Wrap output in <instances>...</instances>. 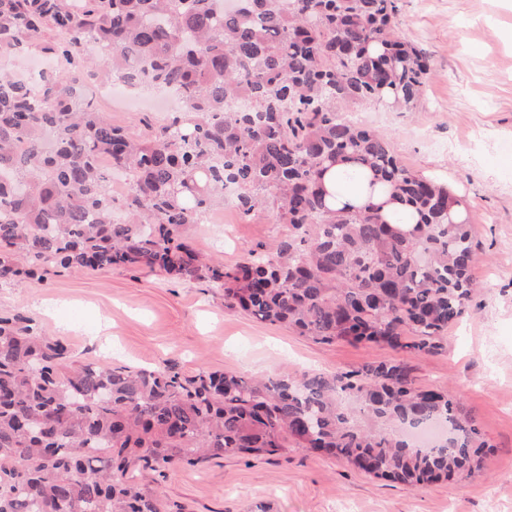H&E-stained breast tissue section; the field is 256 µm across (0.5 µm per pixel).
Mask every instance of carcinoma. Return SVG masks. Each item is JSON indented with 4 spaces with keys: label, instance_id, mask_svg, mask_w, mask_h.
Wrapping results in <instances>:
<instances>
[{
    "label": "carcinoma",
    "instance_id": "cac0c4a2",
    "mask_svg": "<svg viewBox=\"0 0 512 512\" xmlns=\"http://www.w3.org/2000/svg\"><path fill=\"white\" fill-rule=\"evenodd\" d=\"M222 3L0 0V53L37 44L59 63L37 78L0 73V281L34 278L17 252L74 271L158 270L222 288L225 306L316 343L402 357L248 380L75 366L61 340L0 316V512H164L135 473L290 450L417 489L483 467L477 420L416 386L408 363L443 350L469 309V205L403 167L387 135L339 117L349 104L417 101L430 64L396 36L399 0ZM91 38L112 52L88 60ZM133 62L149 86L181 96L179 136L115 126L77 92L76 72L125 85ZM337 165L409 210L415 229L390 224L383 202L330 207L323 177ZM112 170L133 176L124 219ZM227 184L246 215L275 198L274 222L289 229L235 264L203 260L181 238ZM439 420L451 434L429 449L375 429Z\"/></svg>",
    "mask_w": 512,
    "mask_h": 512
}]
</instances>
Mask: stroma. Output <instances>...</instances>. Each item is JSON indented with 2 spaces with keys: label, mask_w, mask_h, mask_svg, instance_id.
I'll use <instances>...</instances> for the list:
<instances>
[{
  "label": "stroma",
  "mask_w": 512,
  "mask_h": 512,
  "mask_svg": "<svg viewBox=\"0 0 512 512\" xmlns=\"http://www.w3.org/2000/svg\"><path fill=\"white\" fill-rule=\"evenodd\" d=\"M398 35L424 50L431 75L416 106L359 111L389 135L399 162L448 182L476 222L480 289L444 351L414 358L420 386L455 395L492 449L468 479L423 490L367 476L342 460L297 451L224 458L139 478L184 512H512V0H400ZM288 232L272 207L243 215L225 197L190 246L227 264ZM38 282L0 283V312L65 337L75 363L106 362L244 377L349 371L395 359L391 349L319 344L226 308L224 291L132 268L71 272L53 264Z\"/></svg>",
  "instance_id": "obj_1"
}]
</instances>
